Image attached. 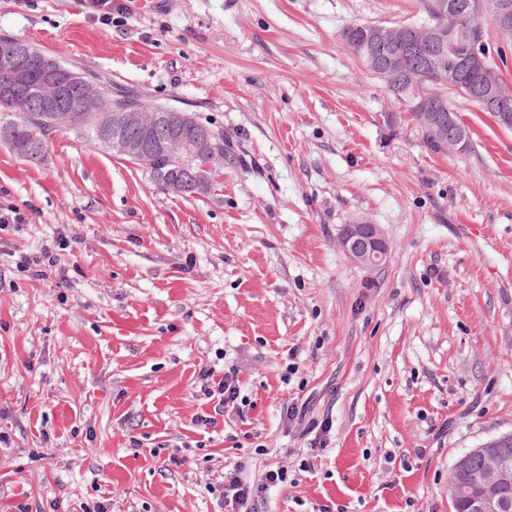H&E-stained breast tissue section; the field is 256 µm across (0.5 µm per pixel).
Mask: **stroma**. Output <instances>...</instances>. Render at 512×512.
Here are the masks:
<instances>
[{
    "mask_svg": "<svg viewBox=\"0 0 512 512\" xmlns=\"http://www.w3.org/2000/svg\"><path fill=\"white\" fill-rule=\"evenodd\" d=\"M119 2L0 0V34L222 128L228 161L184 197L69 131L35 164L0 144L27 216L0 227V512H223L225 469L276 467L255 512H451L456 458L512 432V130L452 91L471 143L432 151L343 44L419 0ZM361 219L381 266L337 246ZM204 368L239 380L224 412ZM118 0H86L90 16L103 26L112 27L123 16V6L116 3ZM117 15V16H116ZM337 244L349 259L366 267L385 262L390 251L379 225L364 219L343 225ZM61 240L57 244L58 250L55 252L52 250H43L38 254L29 255L24 254L20 256L19 265L17 267L22 272H27L31 277L39 279L47 274V271H51L52 268H56L62 260V254L60 252L66 251L70 247V243L67 238Z\"/></svg>",
    "mask_w": 512,
    "mask_h": 512,
    "instance_id": "stroma-1",
    "label": "stroma"
}]
</instances>
